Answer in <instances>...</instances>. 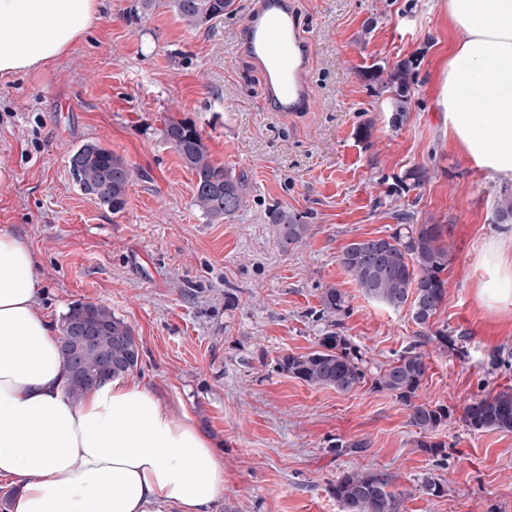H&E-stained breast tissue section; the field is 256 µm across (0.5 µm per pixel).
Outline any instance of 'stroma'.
<instances>
[{"instance_id":"1","label":"stroma","mask_w":512,"mask_h":512,"mask_svg":"<svg viewBox=\"0 0 512 512\" xmlns=\"http://www.w3.org/2000/svg\"><path fill=\"white\" fill-rule=\"evenodd\" d=\"M99 2V21L52 67L0 77V232L31 247L44 314L57 324L72 303H102L133 327V379L184 406L224 461L218 512H343L330 485L352 470L386 473L399 512H512V433H473L461 419L473 398L512 393V291L484 258L503 231L506 183L443 133L440 0H304L316 103L287 117L263 110V77L235 51L248 0L197 30L164 7L136 19L132 0ZM403 62L413 81L399 119L366 74ZM169 118L194 121L213 160L243 176L235 216L210 223L196 209L194 178L159 135ZM87 140L134 171L122 213L72 180L68 158ZM414 168L427 177L409 189ZM272 204L309 226L293 250L266 222ZM402 212L450 227L432 323L464 333L461 351L424 341L409 307L366 297L338 261L351 240L392 234ZM331 285L347 295L336 316L320 303ZM335 325L371 374L410 346L424 354L418 399L451 410L436 433L445 463L420 451L394 396L368 382L312 387L277 368ZM359 440L361 452L333 450ZM429 476L444 496L426 492Z\"/></svg>"}]
</instances>
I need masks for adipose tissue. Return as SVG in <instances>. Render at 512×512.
<instances>
[{
  "mask_svg": "<svg viewBox=\"0 0 512 512\" xmlns=\"http://www.w3.org/2000/svg\"><path fill=\"white\" fill-rule=\"evenodd\" d=\"M443 5L444 130L512 180V0ZM98 19V0H0V75L54 65ZM483 97L493 111H476ZM38 293L33 251L0 232V479L19 487L10 512H213L224 463L211 438L128 376L73 399L63 340Z\"/></svg>",
  "mask_w": 512,
  "mask_h": 512,
  "instance_id": "adipose-tissue-1",
  "label": "adipose tissue"
}]
</instances>
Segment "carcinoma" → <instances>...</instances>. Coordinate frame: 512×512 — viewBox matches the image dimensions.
<instances>
[{"mask_svg": "<svg viewBox=\"0 0 512 512\" xmlns=\"http://www.w3.org/2000/svg\"><path fill=\"white\" fill-rule=\"evenodd\" d=\"M167 6L186 27L199 29L224 18L232 0H134L129 14L139 17L160 6ZM411 81L410 69L400 65L386 79L396 115L405 111ZM160 136L195 176L193 205L210 223L234 215L245 204L242 177L213 161L201 130L192 121L167 119ZM81 159L72 174L80 190L93 196L104 208L117 214L125 209L133 172L124 159L98 142L86 141L73 152ZM267 223L274 226L277 245L288 251L303 242L309 225L303 216L279 205L268 208ZM414 216L399 214L401 224L386 238H363L346 245L338 256L344 270L367 297L392 308L410 304L412 318L421 328L430 329L429 320L446 297L442 273L448 266V246L443 224H415ZM497 220L512 224V190L504 191L497 203ZM346 293L328 286L321 293L322 310L330 314L345 311ZM106 325L99 340L83 357V370L97 373L112 363V375H126L139 363L140 350L134 346V329L103 304L97 305ZM424 338L443 349H455L463 334L437 329ZM278 368L311 386H324L340 393L358 388L366 378L358 349L340 331L321 336L316 350L305 355L285 354ZM427 370L424 355L412 346L376 373L372 385L387 391L408 410L411 423L422 433L436 431L450 416L448 407L417 403V391ZM462 420L474 432L512 433V393L474 398L463 407ZM389 478L381 473L347 471L332 485V494L344 512H398L399 498L389 490Z\"/></svg>", "mask_w": 512, "mask_h": 512, "instance_id": "carcinoma-1", "label": "carcinoma"}]
</instances>
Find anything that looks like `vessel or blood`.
<instances>
[{"label": "vessel or blood", "instance_id": "obj_1", "mask_svg": "<svg viewBox=\"0 0 512 512\" xmlns=\"http://www.w3.org/2000/svg\"><path fill=\"white\" fill-rule=\"evenodd\" d=\"M302 0H252L244 16L237 52L265 77L264 111L313 109L312 40L299 22Z\"/></svg>", "mask_w": 512, "mask_h": 512}]
</instances>
